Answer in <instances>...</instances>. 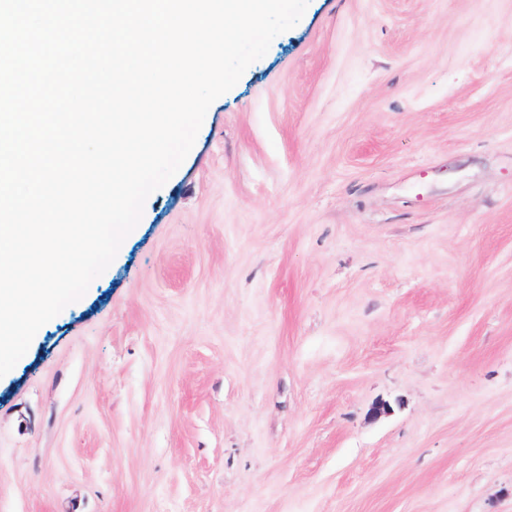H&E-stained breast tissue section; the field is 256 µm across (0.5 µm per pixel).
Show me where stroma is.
I'll list each match as a JSON object with an SVG mask.
<instances>
[{
  "mask_svg": "<svg viewBox=\"0 0 512 512\" xmlns=\"http://www.w3.org/2000/svg\"><path fill=\"white\" fill-rule=\"evenodd\" d=\"M0 512H512V0H310L0 378Z\"/></svg>",
  "mask_w": 512,
  "mask_h": 512,
  "instance_id": "stroma-1",
  "label": "stroma"
}]
</instances>
